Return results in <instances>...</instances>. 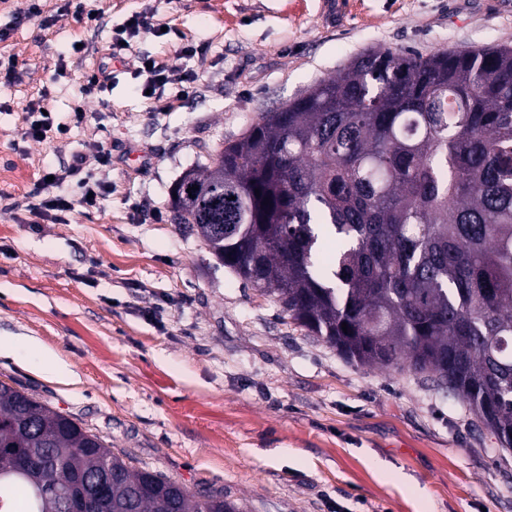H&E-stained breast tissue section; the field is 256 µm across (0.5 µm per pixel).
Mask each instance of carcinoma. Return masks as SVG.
<instances>
[{
	"label": "carcinoma",
	"mask_w": 512,
	"mask_h": 512,
	"mask_svg": "<svg viewBox=\"0 0 512 512\" xmlns=\"http://www.w3.org/2000/svg\"><path fill=\"white\" fill-rule=\"evenodd\" d=\"M173 192L178 220L308 335L424 375L512 448V46L364 53ZM36 454L42 477L21 468ZM92 472L105 495L85 512H246L0 382V512H70Z\"/></svg>",
	"instance_id": "obj_1"
}]
</instances>
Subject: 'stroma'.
<instances>
[{"mask_svg": "<svg viewBox=\"0 0 512 512\" xmlns=\"http://www.w3.org/2000/svg\"><path fill=\"white\" fill-rule=\"evenodd\" d=\"M0 0V382L77 419L134 469L248 512H512V448L424 376L370 369L308 336L230 273L171 190L270 110L375 49L512 45V0ZM146 11L172 34L135 50L198 79L163 113L106 48ZM81 52H74V45ZM112 70V88L83 74ZM64 136L27 137V110ZM112 151L102 168L99 147ZM86 155L112 187L101 208L33 221L45 170ZM60 360L79 382L47 370Z\"/></svg>", "mask_w": 512, "mask_h": 512, "instance_id": "obj_1", "label": "stroma"}]
</instances>
